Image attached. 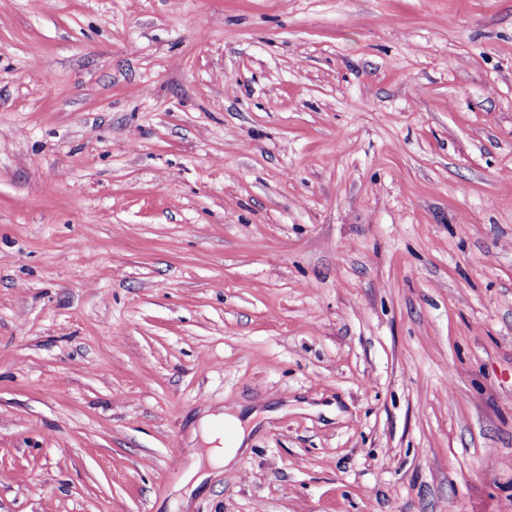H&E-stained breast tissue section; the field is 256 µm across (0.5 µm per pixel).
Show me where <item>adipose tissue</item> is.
I'll return each mask as SVG.
<instances>
[{
    "mask_svg": "<svg viewBox=\"0 0 512 512\" xmlns=\"http://www.w3.org/2000/svg\"><path fill=\"white\" fill-rule=\"evenodd\" d=\"M207 447L190 463L185 481L191 487H199L210 468L233 466L237 456L249 446L253 430L251 417L242 416L240 410H227L223 415L205 414L197 422Z\"/></svg>",
    "mask_w": 512,
    "mask_h": 512,
    "instance_id": "adipose-tissue-1",
    "label": "adipose tissue"
}]
</instances>
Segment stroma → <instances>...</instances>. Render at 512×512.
Segmentation results:
<instances>
[{
	"mask_svg": "<svg viewBox=\"0 0 512 512\" xmlns=\"http://www.w3.org/2000/svg\"><path fill=\"white\" fill-rule=\"evenodd\" d=\"M0 512H512V0H0ZM258 416L254 411L247 417L241 415L240 406L235 410H226L217 415L207 413L201 416L197 422V429L200 431L203 440L212 445L206 448L204 452L196 455L186 470L185 480L182 487L190 484L186 490L189 494L209 476L207 469L224 466V468L233 466L237 461V456L249 446V437L256 424L251 422ZM223 420L224 430L227 431L224 436L218 422ZM216 443V444H215Z\"/></svg>",
	"mask_w": 512,
	"mask_h": 512,
	"instance_id": "35a3bbf8",
	"label": "stroma"
}]
</instances>
